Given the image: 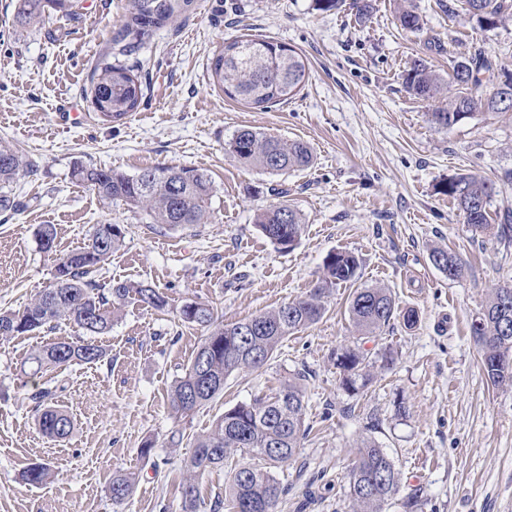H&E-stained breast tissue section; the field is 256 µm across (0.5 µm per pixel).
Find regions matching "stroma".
Here are the masks:
<instances>
[{"label":"stroma","instance_id":"stroma-1","mask_svg":"<svg viewBox=\"0 0 512 512\" xmlns=\"http://www.w3.org/2000/svg\"><path fill=\"white\" fill-rule=\"evenodd\" d=\"M414 7L421 31L397 17ZM19 0H0V143L32 165L12 189L17 209L0 213V311L20 312L52 281L56 264L99 224L119 225L122 245L94 274L103 287L139 283L167 296L157 312L126 299L111 330L98 337L107 355L95 365H64L31 380L29 354L63 338L70 324L0 337V512H182L178 489L195 435L236 404L304 374L309 431L275 474L286 489L276 512H349L348 472L364 438L385 448L402 477L401 494L421 493L422 512H512V386L493 385L470 334L492 288L512 283V244L496 231H472L439 188L463 172L496 186L492 218L512 212V112L480 114L448 128L429 120L446 98L418 99L402 85L414 60L441 75L454 58L484 51L495 60L489 94L512 74V17L483 28L465 12L447 15L437 0H373L356 22L349 8L318 10L315 0H195L189 17L155 30L121 61L141 77L140 107L103 121L91 103L96 65L111 50L126 0H81L38 26L22 22ZM239 36L302 52L309 78L290 102L267 109L232 101L208 81V60ZM84 114L80 125L64 105ZM307 143L311 167L272 175L228 150L241 128ZM133 176L158 166L208 174L207 223L162 229L141 210L102 200L80 184L81 166ZM286 200L304 219L298 245L280 251L255 215ZM53 225L52 248L38 230ZM456 254L451 280L432 249ZM337 251L360 260L353 284L332 288L326 311L288 336L261 368L233 373L216 400L174 418L170 393L200 346L201 329L178 310L205 302L225 323L244 321L306 296ZM391 288L415 326L395 320L359 337L348 305L355 288ZM360 347L374 366L364 394L346 392L334 354ZM74 418L63 440L46 436L30 399L35 386ZM181 442H173V433ZM152 443V463L139 454ZM47 462L54 476L26 484L23 470ZM135 471L139 483L121 505L112 474Z\"/></svg>","mask_w":512,"mask_h":512}]
</instances>
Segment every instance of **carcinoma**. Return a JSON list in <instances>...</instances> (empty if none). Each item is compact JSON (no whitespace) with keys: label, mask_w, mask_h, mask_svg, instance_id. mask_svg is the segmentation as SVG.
Returning a JSON list of instances; mask_svg holds the SVG:
<instances>
[{"label":"carcinoma","mask_w":512,"mask_h":512,"mask_svg":"<svg viewBox=\"0 0 512 512\" xmlns=\"http://www.w3.org/2000/svg\"><path fill=\"white\" fill-rule=\"evenodd\" d=\"M79 4L80 0H21L19 15L28 23L40 24L45 21V9L71 13ZM193 4L194 0H127L123 23L113 43L122 45L123 53L127 50L123 41L128 36L143 38L186 16ZM439 6L449 15L461 9L483 27H493L500 18L512 16V0H439ZM398 20L406 30H421V17L411 7L404 9ZM208 71L210 84L226 97L263 109L292 99L309 77L308 62L300 52L281 43L257 39L224 43L210 59ZM494 71L492 60L482 52L453 60L447 81L423 61L416 60L405 70L403 85L407 92L425 101L448 91V106L430 113L434 125L447 128L474 118L478 108L488 113L512 112V96L504 101L497 89L484 97L476 94L482 85L480 75ZM142 97V85L133 70L107 57L101 61L92 103L104 121L115 122L130 115L138 109ZM228 150L240 161L272 174L304 170L313 163L311 148L306 143L284 141L247 128L237 131ZM28 167L29 163L17 152L0 145V211L14 208L10 186L20 171ZM75 177L105 200L145 211L153 224L176 228L207 223L206 204L213 187L208 175L198 169L155 167L128 176L112 169L82 166L75 171ZM442 192L455 201L464 223L477 232L489 230L488 206L495 193L493 184L475 173H462L448 179ZM256 224L283 251L298 244L304 228L301 214L282 202L261 209ZM123 239L119 225H97L88 242L65 257L63 275H53L50 285L23 311L0 312V334L4 336L52 329L60 320L87 335L85 339H61L33 351L26 360L33 374L72 363L100 362L106 351L92 337L112 329L120 304L131 296L156 311L167 310V298L152 288L117 282L106 289L90 278ZM436 257L451 263V278L463 274V264L456 256L435 248L430 258ZM324 268L323 280L309 295L252 318L260 327L247 334L239 331L244 323L224 324L208 304L182 305L181 321L203 328L207 335L187 372L173 386L171 410L175 417H186L208 405L224 392V382L231 374L262 367L285 338L318 321L324 311L326 292L338 284L355 282L359 261L351 253L338 251L328 256ZM501 291L500 286L493 289L471 325L484 370L495 385L512 384V306L507 312L501 309ZM349 315L362 336L376 333L399 316L408 327L416 323L414 311L398 312L392 292L381 286L355 289ZM336 368L342 375L343 387L354 394L364 390L371 379L370 364L356 348L336 350ZM53 398V391L45 387L30 395L36 405L44 407L38 419L40 430L51 438L64 439L74 429V418L67 410L48 404ZM304 401L305 388L299 375L269 395L224 411L207 433L195 437L179 484L183 512H196L199 477L208 470L224 468V463L238 452L255 455L273 467L290 460L307 433ZM52 476V469L44 463H33L22 474L30 485H42ZM137 481L135 472L113 474L112 503H123ZM348 482L352 512H385L400 490L401 476L386 451L369 437L358 446V459L348 474ZM283 491L271 471L251 467L244 476L235 467L229 472L225 502L231 512H274ZM225 502L218 499L215 507Z\"/></svg>","instance_id":"carcinoma-1"}]
</instances>
